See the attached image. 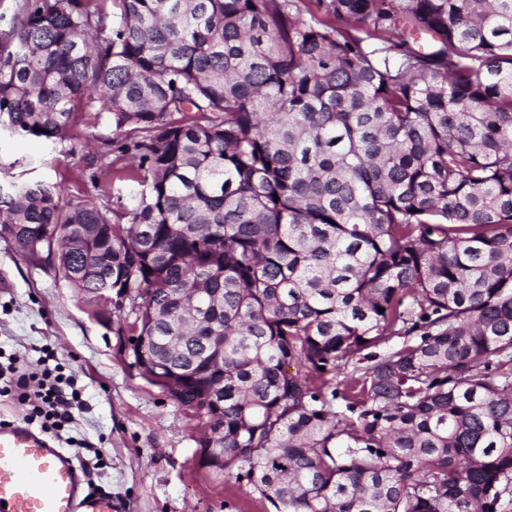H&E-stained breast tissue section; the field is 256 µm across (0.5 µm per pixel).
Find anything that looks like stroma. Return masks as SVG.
I'll return each mask as SVG.
<instances>
[{"label":"stroma","instance_id":"35a3bbf8","mask_svg":"<svg viewBox=\"0 0 512 512\" xmlns=\"http://www.w3.org/2000/svg\"><path fill=\"white\" fill-rule=\"evenodd\" d=\"M97 129L76 126L59 145L0 135V183L46 179L64 199L94 194ZM130 309L79 292L0 239V364H36L52 353L83 400L68 430L80 460L102 454L92 487L111 492L121 512H275L246 483L197 468L192 414L138 375L120 329Z\"/></svg>","mask_w":512,"mask_h":512}]
</instances>
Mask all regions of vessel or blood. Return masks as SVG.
Here are the masks:
<instances>
[{
    "label": "vessel or blood",
    "mask_w": 512,
    "mask_h": 512,
    "mask_svg": "<svg viewBox=\"0 0 512 512\" xmlns=\"http://www.w3.org/2000/svg\"><path fill=\"white\" fill-rule=\"evenodd\" d=\"M81 462L23 424L0 426V512H118Z\"/></svg>",
    "instance_id": "vessel-or-blood-1"
}]
</instances>
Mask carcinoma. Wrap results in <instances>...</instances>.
Masks as SVG:
<instances>
[{
	"instance_id": "cac0c4a2",
	"label": "carcinoma",
	"mask_w": 512,
	"mask_h": 512,
	"mask_svg": "<svg viewBox=\"0 0 512 512\" xmlns=\"http://www.w3.org/2000/svg\"><path fill=\"white\" fill-rule=\"evenodd\" d=\"M3 5L0 129L110 127L135 192L0 184V238L112 281L223 475L276 512H512V0Z\"/></svg>"
}]
</instances>
